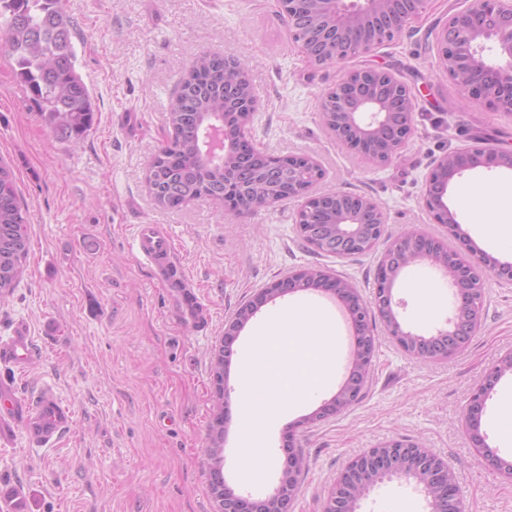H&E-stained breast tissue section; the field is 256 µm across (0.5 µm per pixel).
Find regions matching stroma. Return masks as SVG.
Listing matches in <instances>:
<instances>
[{
  "label": "stroma",
  "mask_w": 512,
  "mask_h": 512,
  "mask_svg": "<svg viewBox=\"0 0 512 512\" xmlns=\"http://www.w3.org/2000/svg\"><path fill=\"white\" fill-rule=\"evenodd\" d=\"M467 0H431L426 14L393 41L350 60L315 67L292 42L277 0H65L74 24L76 67L95 118L79 143L56 137L20 83L0 44V159L14 174L30 213L24 278L0 302V341L25 324L34 357L24 375L0 362L24 396L52 386L75 413L56 444L17 438L0 447V493L25 512H215L208 482L214 412L213 349L241 303L307 266L329 270L370 296L380 251L337 258L310 250L297 235L296 201L226 215L201 198L177 210L158 207L145 165L168 137L166 114L181 75L203 53L249 56L257 101L255 145L273 155L310 153L326 189L372 197L388 216L387 236L417 227L445 238L422 205L425 177L453 150H512V113L472 107L438 63L436 36ZM389 70L417 97L414 135L393 160L373 167L336 141L321 122L324 94L347 68ZM157 224L174 238L180 264L211 312L206 332L177 317L167 287L132 250L134 228ZM426 280L437 310L408 288ZM405 329L430 334L452 314L448 283L426 263L407 267L394 289ZM485 319L461 355L427 362L401 352L378 331L371 379L345 413L308 425L297 445L308 460L292 512H322L338 472L380 443L409 438L447 460L465 512H512V482L488 469L460 416L484 370L512 351V284L487 277ZM337 391L321 389L259 424L260 477H239L240 425L224 429L223 471L241 492L275 487L281 438ZM430 512L415 483L376 485L359 512Z\"/></svg>",
  "instance_id": "stroma-1"
}]
</instances>
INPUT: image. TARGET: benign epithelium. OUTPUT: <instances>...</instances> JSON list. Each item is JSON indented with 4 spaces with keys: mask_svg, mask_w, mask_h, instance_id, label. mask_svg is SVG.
I'll return each mask as SVG.
<instances>
[{
    "mask_svg": "<svg viewBox=\"0 0 512 512\" xmlns=\"http://www.w3.org/2000/svg\"><path fill=\"white\" fill-rule=\"evenodd\" d=\"M406 3L405 28L421 17L427 0H406ZM312 4L313 0H288L286 16L292 41L316 66L344 65L388 41L385 20L393 0H321L329 23L309 27L302 34L301 26ZM490 43L498 47L500 60L497 62L489 61L484 55ZM436 47L440 63L449 77L466 73L474 78L472 82H457L465 101L512 112V0H470L466 8L448 16L438 32ZM450 47L453 48L451 56L446 54ZM386 74V70L369 67L346 72L324 96L331 108L322 110V115L336 117V140L354 154L359 157L384 154L389 163L395 157L392 151L395 144H406L412 135L411 109L415 107V94L408 84L396 77L389 80ZM245 140H252L248 119L234 125L226 123L223 130L212 133L210 138L212 146L224 152V156L236 154L237 173L243 180L257 171L253 160L237 151V145ZM478 168L512 170V151L484 146L458 150L452 153V159L440 160L426 177L424 206L433 220L443 225L456 241L447 256L435 258L441 240L419 229L412 234L400 235L386 245L369 298L363 297L356 288L341 287L338 278L326 270L316 275L308 267L299 268L260 289L225 325L224 351L215 355L217 360L224 359V369L212 373V385L218 396L227 392L225 377L241 331L263 306L290 294L324 291L340 300L353 322L357 350L355 364L336 393L308 417L289 427L283 445L285 463L272 494L253 498L236 492L223 482L215 459H210L209 486L217 504L216 512H291L296 494L293 462L297 433L310 423L340 415L361 398L377 351L376 336L365 331V322L372 314L380 316L390 338L404 354L429 361L456 356L478 333L483 321L486 276L512 283V263L501 262L477 248L462 232L456 214L445 201L448 186L464 172ZM262 174L275 185L288 177V196L300 201L297 213H302L313 198L320 199L325 209L331 212L329 220L306 226L305 241L313 250L336 257H355L375 250L385 239V233L378 234L376 229H382L388 223L387 214L374 199L353 194L349 202L341 204L336 192L320 190L315 182L300 189L294 175L284 174L277 163L264 166ZM418 262H428L439 268L453 288L454 310L447 327L428 335L404 329L394 310L395 281L405 268ZM508 371H512V352L485 369L481 381L470 394L462 419L471 445L485 465L512 480V462L501 457L498 449L489 446L481 432L486 400ZM412 447L414 443L409 440L392 439L349 461L328 494L324 512H339V482L347 469L365 459L369 461L372 475L361 484L358 498H363L371 487L385 479L414 481L428 491L434 483L445 478L448 495L443 499H431L432 512H462L460 491L448 464L424 448L419 461L406 463V449Z\"/></svg>",
    "mask_w": 512,
    "mask_h": 512,
    "instance_id": "benign-epithelium-1",
    "label": "benign epithelium"
}]
</instances>
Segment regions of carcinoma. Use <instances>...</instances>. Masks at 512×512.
<instances>
[{
    "instance_id": "1",
    "label": "carcinoma",
    "mask_w": 512,
    "mask_h": 512,
    "mask_svg": "<svg viewBox=\"0 0 512 512\" xmlns=\"http://www.w3.org/2000/svg\"><path fill=\"white\" fill-rule=\"evenodd\" d=\"M73 23L62 0H0V39L9 47L17 75L59 139L79 142L94 122L90 91L76 71ZM231 76L233 94L224 92V58L201 54L177 86L167 113L171 137L149 160L147 187H163L162 208H179L200 198L224 204V186L230 187L234 206L246 211L269 207V190L260 182L241 187L236 171L204 157L201 123L226 112L245 117L253 99L249 64L239 59ZM27 211L22 207L12 172L0 164V301L10 297L23 274L29 254ZM210 424V444L224 445V407Z\"/></svg>"
}]
</instances>
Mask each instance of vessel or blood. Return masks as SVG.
<instances>
[{"instance_id": "b4317fda", "label": "vessel or blood", "mask_w": 512, "mask_h": 512, "mask_svg": "<svg viewBox=\"0 0 512 512\" xmlns=\"http://www.w3.org/2000/svg\"><path fill=\"white\" fill-rule=\"evenodd\" d=\"M132 250L161 282L173 286L176 310L192 330L209 324V312L196 289L185 282L172 237L156 224L137 225ZM34 354V342L24 326H17L11 339L0 344V361L25 369ZM74 423V413L51 387H42L35 398L20 395L15 381L0 380V445L24 436L32 444L46 446L60 439Z\"/></svg>"}]
</instances>
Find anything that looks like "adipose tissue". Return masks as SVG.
<instances>
[{"label":"adipose tissue","mask_w":512,"mask_h":512,"mask_svg":"<svg viewBox=\"0 0 512 512\" xmlns=\"http://www.w3.org/2000/svg\"><path fill=\"white\" fill-rule=\"evenodd\" d=\"M460 202L475 215V231L489 244L512 248V186L463 183ZM335 326L312 306H294L254 330L242 351L240 418L251 437L261 417L279 408V392L295 399L329 386L336 373L340 345Z\"/></svg>","instance_id":"adipose-tissue-1"}]
</instances>
